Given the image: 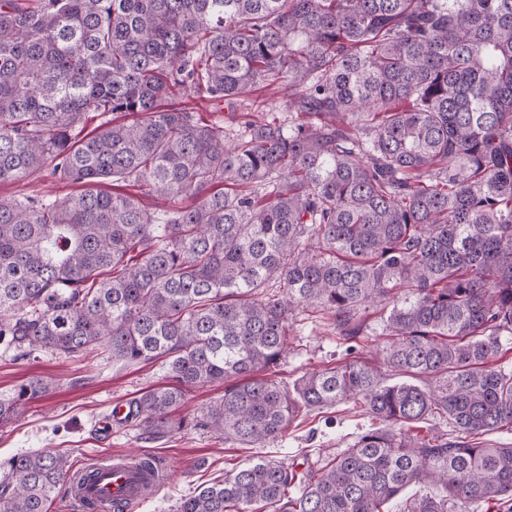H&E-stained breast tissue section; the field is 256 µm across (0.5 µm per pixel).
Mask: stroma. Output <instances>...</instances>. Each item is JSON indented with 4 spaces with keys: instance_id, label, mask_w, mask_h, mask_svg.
Listing matches in <instances>:
<instances>
[{
    "instance_id": "obj_1",
    "label": "stroma",
    "mask_w": 512,
    "mask_h": 512,
    "mask_svg": "<svg viewBox=\"0 0 512 512\" xmlns=\"http://www.w3.org/2000/svg\"><path fill=\"white\" fill-rule=\"evenodd\" d=\"M173 100L189 104L200 121L228 133L247 120L284 123L289 115L280 92L273 89L221 102L203 101L180 91ZM80 190V185L35 175L0 183V199L26 195L52 199ZM346 346L327 315L300 313L288 329V352L273 372L285 385H292L304 372L335 366ZM32 377L47 381L49 393L0 428V458L51 450L68 454L78 465L129 453L167 461L173 471L171 481L143 501L136 512H177L184 496L223 480L227 471L252 459L275 458L298 463L303 469L319 466L325 456L344 450L357 434L372 426L361 409L341 404L300 411L282 438L261 448H243L195 430L151 443L130 426L116 424L105 429L103 418L113 403L131 402L143 391L164 383L158 365L116 366L109 354L100 350L76 358L39 351L18 360L13 352L0 348V393Z\"/></svg>"
}]
</instances>
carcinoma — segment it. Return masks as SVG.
Instances as JSON below:
<instances>
[{
    "mask_svg": "<svg viewBox=\"0 0 512 512\" xmlns=\"http://www.w3.org/2000/svg\"><path fill=\"white\" fill-rule=\"evenodd\" d=\"M259 84L288 125L230 135L162 106L176 87L220 101ZM90 112L104 121L86 133ZM37 173L193 203L0 200L5 350L159 365L167 384L127 418L149 442L197 429L260 448L348 402L380 422L317 468L251 461L178 512H383L411 487L445 496L407 512H512V445L475 441L512 427V367L493 364L512 334V0H0V182ZM307 308L347 341L381 311L380 362L351 346L291 389L263 374ZM48 391L1 393L0 427ZM434 416L449 434L412 433ZM73 468L0 459V512H49ZM224 394V384H211L193 388L187 393L184 401L175 408L176 417H192L194 413L206 407L211 401Z\"/></svg>",
    "mask_w": 512,
    "mask_h": 512,
    "instance_id": "1",
    "label": "carcinoma"
}]
</instances>
